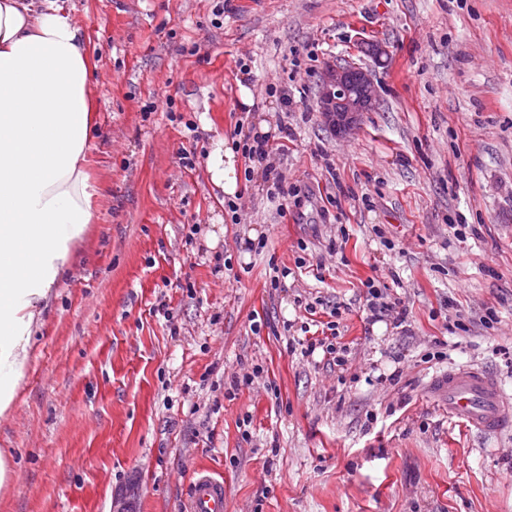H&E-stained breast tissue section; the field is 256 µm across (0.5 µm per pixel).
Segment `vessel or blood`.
<instances>
[{"label":"vessel or blood","instance_id":"obj_1","mask_svg":"<svg viewBox=\"0 0 512 512\" xmlns=\"http://www.w3.org/2000/svg\"><path fill=\"white\" fill-rule=\"evenodd\" d=\"M436 386L449 416L463 419L471 430L494 434L512 428V399L485 369L449 370ZM185 512H224L223 481L199 471L191 484Z\"/></svg>","mask_w":512,"mask_h":512}]
</instances>
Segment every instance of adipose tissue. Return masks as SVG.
<instances>
[{
	"mask_svg": "<svg viewBox=\"0 0 512 512\" xmlns=\"http://www.w3.org/2000/svg\"><path fill=\"white\" fill-rule=\"evenodd\" d=\"M91 71L56 0H0V416L92 219Z\"/></svg>",
	"mask_w": 512,
	"mask_h": 512,
	"instance_id": "adipose-tissue-1",
	"label": "adipose tissue"
}]
</instances>
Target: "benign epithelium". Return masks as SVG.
I'll return each mask as SVG.
<instances>
[{
	"instance_id": "1",
	"label": "benign epithelium",
	"mask_w": 512,
	"mask_h": 512,
	"mask_svg": "<svg viewBox=\"0 0 512 512\" xmlns=\"http://www.w3.org/2000/svg\"><path fill=\"white\" fill-rule=\"evenodd\" d=\"M371 71L350 63L326 68L318 85L317 106L325 123L339 134L351 132L378 105Z\"/></svg>"
}]
</instances>
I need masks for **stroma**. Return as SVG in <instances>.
<instances>
[{
	"label": "stroma",
	"mask_w": 512,
	"mask_h": 512,
	"mask_svg": "<svg viewBox=\"0 0 512 512\" xmlns=\"http://www.w3.org/2000/svg\"><path fill=\"white\" fill-rule=\"evenodd\" d=\"M59 2L93 63L95 220L0 417V512H185L201 467L226 512H512V429L430 390L474 365L512 396V0H230L220 26L216 0ZM336 62L379 94L345 136L316 105ZM240 121L288 125L287 214L260 164L225 212L210 157ZM370 279L405 320L372 321ZM309 303L342 307L347 370L292 348Z\"/></svg>",
	"instance_id": "obj_1"
}]
</instances>
